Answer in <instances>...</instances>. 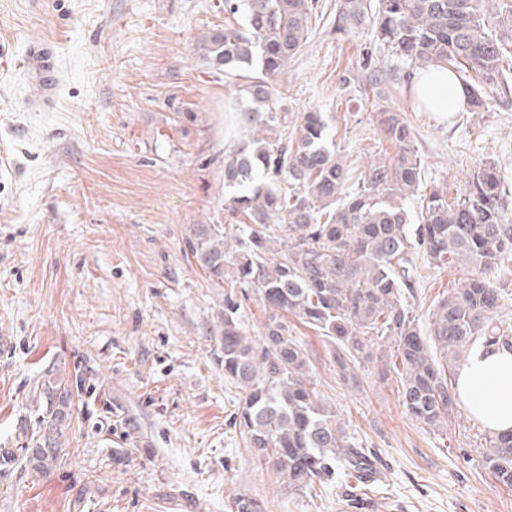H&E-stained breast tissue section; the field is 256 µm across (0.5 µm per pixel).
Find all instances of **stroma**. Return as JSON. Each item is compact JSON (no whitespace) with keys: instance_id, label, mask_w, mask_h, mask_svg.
Returning a JSON list of instances; mask_svg holds the SVG:
<instances>
[{"instance_id":"35a3bbf8","label":"stroma","mask_w":512,"mask_h":512,"mask_svg":"<svg viewBox=\"0 0 512 512\" xmlns=\"http://www.w3.org/2000/svg\"><path fill=\"white\" fill-rule=\"evenodd\" d=\"M338 0H318L307 42L273 82L285 126L323 113L328 140L358 185L388 144L378 113H400L421 160V193L455 188L475 163L506 176L512 218V103L442 118L410 88L371 78L410 65L372 23L338 28ZM243 25L224 0H0V446L15 447L45 371L74 392L67 461L35 476L0 467V512H230L239 496L265 512H512V489L479 462L484 427L466 410L431 428L400 402L396 375L356 360L342 378L323 336L289 318L317 387L379 480L363 506L344 483L293 491L247 448L224 379V289L188 250L193 224H227L224 155L248 142L238 112L249 72L212 73L193 53L213 26ZM52 43L50 110L23 72ZM191 103L186 122L168 99ZM408 303L428 328L464 277L412 253Z\"/></svg>"}]
</instances>
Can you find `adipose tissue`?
I'll return each instance as SVG.
<instances>
[{
    "label": "adipose tissue",
    "instance_id": "1",
    "mask_svg": "<svg viewBox=\"0 0 512 512\" xmlns=\"http://www.w3.org/2000/svg\"><path fill=\"white\" fill-rule=\"evenodd\" d=\"M413 91L429 110L441 115L464 106L467 95L446 66L418 70ZM459 398L469 414L495 433L512 432V351L474 345L458 375Z\"/></svg>",
    "mask_w": 512,
    "mask_h": 512
}]
</instances>
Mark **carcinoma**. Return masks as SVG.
Listing matches in <instances>:
<instances>
[{
	"label": "carcinoma",
	"mask_w": 512,
	"mask_h": 512,
	"mask_svg": "<svg viewBox=\"0 0 512 512\" xmlns=\"http://www.w3.org/2000/svg\"><path fill=\"white\" fill-rule=\"evenodd\" d=\"M341 0L338 21H373L381 41L415 69L442 64L466 88L476 112L493 91L512 96L504 58L512 49V4L504 0ZM312 0H224V12L245 24L212 28L193 45L211 69L257 72L247 86L253 106L241 121L274 126L270 80L306 43ZM382 132L396 152L367 167L359 188L326 145L327 122L303 112L288 137L255 138L224 158V210L233 222L199 224L189 249L210 281L222 284L220 329L224 380L242 397L233 417L254 455L303 490L341 474L356 486L373 480V462L352 444L334 411L320 398L309 361L282 314L294 316L334 345L341 373L348 362L374 359L379 340L391 341L379 360L399 377L402 406L429 427L449 421L457 407L453 386L431 348L448 364L467 359L481 339L512 347V332L494 318L501 300L496 272L512 262V224L505 218L504 177L485 160L467 173L454 196L435 188L421 199L418 222L406 208L422 179L408 125L380 111ZM249 228L241 247L234 227ZM418 247L442 267L458 264L465 277L439 302L430 331L408 305L414 292L410 250ZM275 252L277 257L269 258ZM249 288L269 311L262 342L246 336L237 290ZM34 424L15 448H0V466L20 464L47 474L64 463L74 394L64 375L49 370L38 381ZM497 482L512 487V435L485 434L475 449ZM232 512H263L240 496Z\"/></svg>",
	"instance_id": "1"
}]
</instances>
